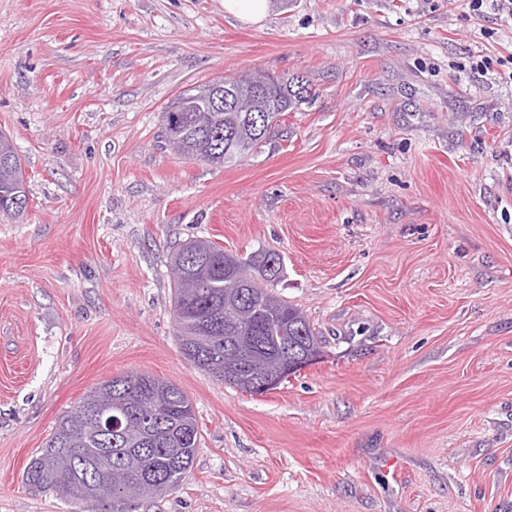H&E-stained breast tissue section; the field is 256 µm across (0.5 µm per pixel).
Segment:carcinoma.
I'll return each instance as SVG.
<instances>
[{
    "mask_svg": "<svg viewBox=\"0 0 512 512\" xmlns=\"http://www.w3.org/2000/svg\"><path fill=\"white\" fill-rule=\"evenodd\" d=\"M224 91L236 98L241 111L203 112L202 119L184 120L173 126L162 118L161 138L167 144L178 136L182 155L209 165L224 166L244 160L258 151L275 133L284 112L301 103L308 92L298 76L284 79L257 69L241 77L222 78ZM29 204L22 162L10 138L0 133V213L23 214ZM205 246L211 265V286L196 299L185 298L188 245ZM279 254L257 250L245 257L231 254L210 240L190 239L180 244L170 258V285L173 288V317L180 352L196 368L212 374L207 361L226 356L238 325L246 320L259 326L264 342L255 349L249 367L258 371L279 356L284 343L294 344L299 354L319 347L303 312L274 293L283 275L269 267ZM160 386L168 395L160 396L150 428L138 427L131 416L126 426L127 440L115 443L112 436L91 428L92 414L80 401L59 416L40 455L23 471L24 483L36 490H52L73 503L75 512H115L113 498L86 503L80 497L88 482L112 484L118 495L132 482L160 481V497L176 489L191 467L198 447V426L192 403L177 385L149 374L130 372L100 385L98 390L111 398H134L148 386Z\"/></svg>",
    "mask_w": 512,
    "mask_h": 512,
    "instance_id": "cac0c4a2",
    "label": "carcinoma"
}]
</instances>
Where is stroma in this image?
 <instances>
[{"label": "stroma", "mask_w": 512, "mask_h": 512, "mask_svg": "<svg viewBox=\"0 0 512 512\" xmlns=\"http://www.w3.org/2000/svg\"><path fill=\"white\" fill-rule=\"evenodd\" d=\"M262 68L310 97L223 167L158 144L163 108ZM0 512L58 416L147 373L189 397L180 485L133 512H512V27L463 0H0ZM283 258L322 357L256 394L182 356L170 255ZM268 0H225L228 12L240 20L249 23H258L266 15ZM29 204L22 162L10 138L0 133V213L23 214Z\"/></svg>", "instance_id": "1"}]
</instances>
